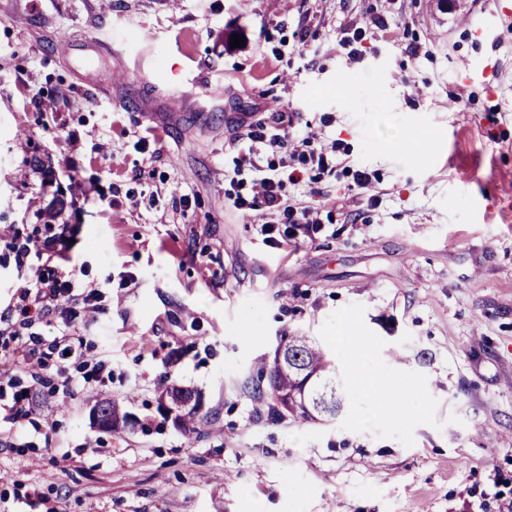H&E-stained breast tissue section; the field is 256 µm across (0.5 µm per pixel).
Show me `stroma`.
Here are the masks:
<instances>
[{
    "instance_id": "obj_1",
    "label": "stroma",
    "mask_w": 512,
    "mask_h": 512,
    "mask_svg": "<svg viewBox=\"0 0 512 512\" xmlns=\"http://www.w3.org/2000/svg\"><path fill=\"white\" fill-rule=\"evenodd\" d=\"M504 5L0 0V313L42 265L53 204L72 225L54 266L99 295L0 337V402H43L0 417V512H498L512 498ZM291 122L313 137L269 209L255 184L282 176L270 139ZM319 152L329 169L309 164ZM309 205L318 224L291 236ZM66 325L62 394L20 357ZM285 332L334 356L335 420L275 419L255 394ZM350 336L366 344L356 366ZM163 382L202 393L198 434L158 412ZM99 394L134 430L98 427Z\"/></svg>"
}]
</instances>
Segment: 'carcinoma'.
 Listing matches in <instances>:
<instances>
[{
    "label": "carcinoma",
    "instance_id": "obj_1",
    "mask_svg": "<svg viewBox=\"0 0 512 512\" xmlns=\"http://www.w3.org/2000/svg\"><path fill=\"white\" fill-rule=\"evenodd\" d=\"M280 350L273 353L269 366V413L275 417L289 416L295 421H329L343 407V396L336 384V365L328 350L307 336L293 333L281 337ZM157 406H170L175 422L185 427L207 419L203 414L202 395L192 389L163 385L156 392ZM99 427L128 426L131 419L120 405L109 398L95 401Z\"/></svg>",
    "mask_w": 512,
    "mask_h": 512
}]
</instances>
